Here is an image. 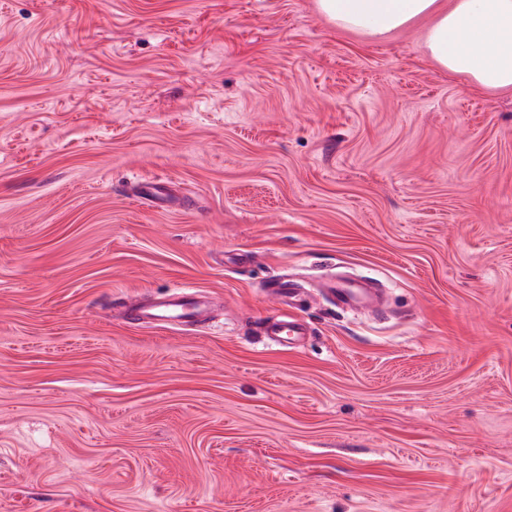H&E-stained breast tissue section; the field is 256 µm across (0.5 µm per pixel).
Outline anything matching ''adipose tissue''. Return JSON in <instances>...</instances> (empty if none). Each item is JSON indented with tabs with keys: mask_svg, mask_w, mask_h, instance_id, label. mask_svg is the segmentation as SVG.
Wrapping results in <instances>:
<instances>
[{
	"mask_svg": "<svg viewBox=\"0 0 512 512\" xmlns=\"http://www.w3.org/2000/svg\"><path fill=\"white\" fill-rule=\"evenodd\" d=\"M341 30L371 40L427 18V56L473 89L512 91V0H315Z\"/></svg>",
	"mask_w": 512,
	"mask_h": 512,
	"instance_id": "ef3b65f1",
	"label": "adipose tissue"
}]
</instances>
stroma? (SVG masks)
I'll return each mask as SVG.
<instances>
[{
	"label": "stroma",
	"instance_id": "1",
	"mask_svg": "<svg viewBox=\"0 0 512 512\" xmlns=\"http://www.w3.org/2000/svg\"><path fill=\"white\" fill-rule=\"evenodd\" d=\"M423 31L0 0V512H512V93ZM184 286L207 323L119 308ZM324 287L335 302L360 312L366 308L372 288L368 281H332ZM304 330L301 320L288 313V315L280 316V320L273 324H265L263 334L272 344L285 346L292 336H303Z\"/></svg>",
	"mask_w": 512,
	"mask_h": 512
}]
</instances>
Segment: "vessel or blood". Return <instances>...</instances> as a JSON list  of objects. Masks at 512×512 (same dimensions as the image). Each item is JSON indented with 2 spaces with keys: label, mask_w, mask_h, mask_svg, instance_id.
<instances>
[{
  "label": "vessel or blood",
  "mask_w": 512,
  "mask_h": 512,
  "mask_svg": "<svg viewBox=\"0 0 512 512\" xmlns=\"http://www.w3.org/2000/svg\"><path fill=\"white\" fill-rule=\"evenodd\" d=\"M326 289L334 301L355 311L365 309L371 293L366 281H332ZM207 303L198 291L186 288L162 299L149 298L135 304L130 312L133 321L148 326L198 324L205 322ZM304 333V325L296 316H281L275 323L264 325L263 334L272 344L283 346L291 337Z\"/></svg>",
  "instance_id": "1"
}]
</instances>
